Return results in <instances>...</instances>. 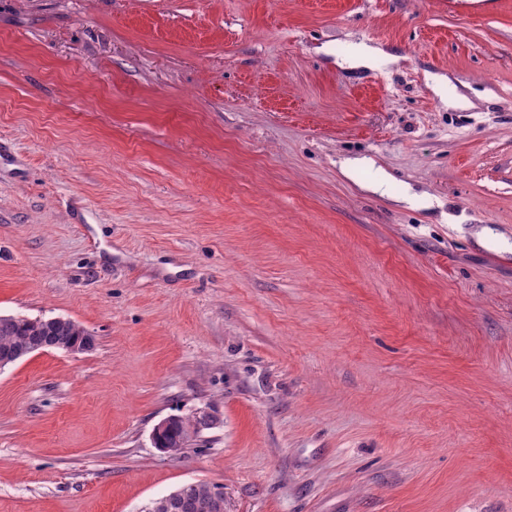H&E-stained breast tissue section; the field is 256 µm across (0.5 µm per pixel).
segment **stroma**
<instances>
[{
  "label": "stroma",
  "instance_id": "1",
  "mask_svg": "<svg viewBox=\"0 0 512 512\" xmlns=\"http://www.w3.org/2000/svg\"><path fill=\"white\" fill-rule=\"evenodd\" d=\"M0 315V512H512V0H0ZM398 60V56H396L393 53L387 52L380 46L361 42L353 45L348 59V65L351 68H370L377 64L388 67L396 64ZM84 335V328L65 318L0 316V349L21 350L46 344L54 348H67L66 353L86 352L94 346L95 338L91 334ZM81 337L82 342L73 345ZM175 420L169 428H167L158 438L160 451L168 454L177 452L178 449L184 448L192 436L198 433L199 426L208 425L210 416L204 415L195 420L183 416H175ZM221 486L201 482L180 488L182 490L181 510L179 512H222L219 503L223 502Z\"/></svg>",
  "mask_w": 512,
  "mask_h": 512
}]
</instances>
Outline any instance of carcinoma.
I'll return each instance as SVG.
<instances>
[{
    "instance_id": "obj_1",
    "label": "carcinoma",
    "mask_w": 512,
    "mask_h": 512,
    "mask_svg": "<svg viewBox=\"0 0 512 512\" xmlns=\"http://www.w3.org/2000/svg\"><path fill=\"white\" fill-rule=\"evenodd\" d=\"M84 335V328L65 318L0 316V349L21 350L43 344L65 349ZM209 421L208 415L195 420L178 416L159 436L158 445L182 449L198 433L199 427L208 425ZM221 494L220 486L206 482L184 486L180 512H221Z\"/></svg>"
}]
</instances>
